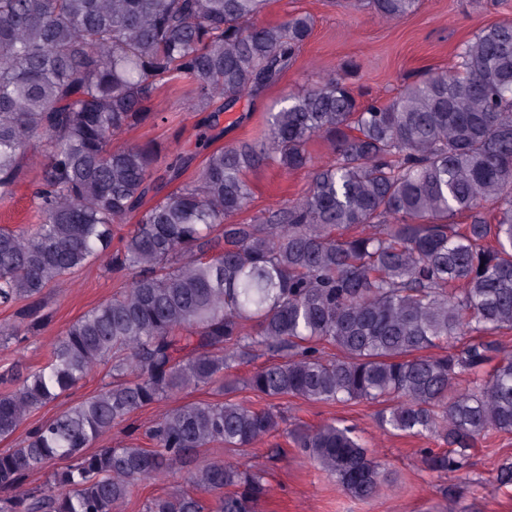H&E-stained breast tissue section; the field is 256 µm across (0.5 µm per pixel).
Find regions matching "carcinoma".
<instances>
[{
  "label": "carcinoma",
  "mask_w": 512,
  "mask_h": 512,
  "mask_svg": "<svg viewBox=\"0 0 512 512\" xmlns=\"http://www.w3.org/2000/svg\"><path fill=\"white\" fill-rule=\"evenodd\" d=\"M267 0H0V200L37 169L38 223L0 227V304H19L0 337L22 341L50 320L47 290L98 262L127 280L74 321L44 363L0 380V439L109 366L96 395L0 453V512H114L132 485L181 472L188 490L144 512H254L263 470L205 459L243 454L284 417L230 398L177 404L148 426L150 447L92 445L136 411L187 389L237 388L231 372L278 361L245 386L273 401L381 405L385 432L437 435L424 470L467 469L476 443L512 432V23L462 42L449 73L427 72L389 100H360L348 71L290 93L256 140L205 150L196 176L178 154L176 191L146 202L163 147L117 145L155 117L173 81L197 112H224L278 84L314 20H260ZM384 20L419 0H353ZM322 137L333 159L307 149ZM308 169L309 188L276 210L248 205V174ZM132 227L112 246L114 225ZM469 337L461 349L451 340ZM336 354L327 353L328 347ZM440 353L432 354L430 350ZM295 448L346 493L374 499L387 481L351 428L297 426ZM46 484L23 490L54 462Z\"/></svg>",
  "instance_id": "1"
}]
</instances>
